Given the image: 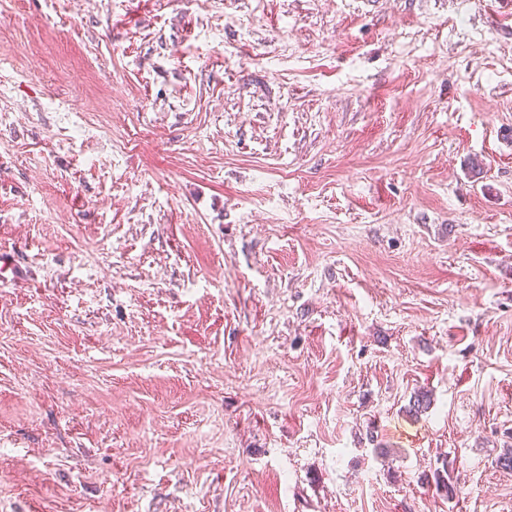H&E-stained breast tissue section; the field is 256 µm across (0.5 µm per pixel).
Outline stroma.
<instances>
[{
  "label": "stroma",
  "instance_id": "obj_1",
  "mask_svg": "<svg viewBox=\"0 0 512 512\" xmlns=\"http://www.w3.org/2000/svg\"><path fill=\"white\" fill-rule=\"evenodd\" d=\"M4 259L0 512H512V0H0Z\"/></svg>",
  "mask_w": 512,
  "mask_h": 512
}]
</instances>
